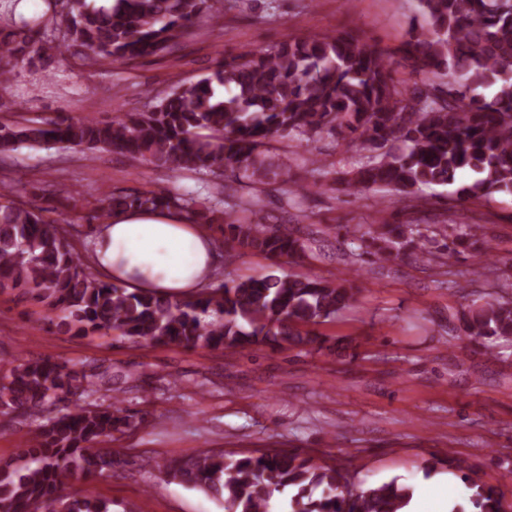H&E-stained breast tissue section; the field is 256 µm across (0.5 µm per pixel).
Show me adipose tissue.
Instances as JSON below:
<instances>
[{
    "instance_id": "adipose-tissue-1",
    "label": "adipose tissue",
    "mask_w": 512,
    "mask_h": 512,
    "mask_svg": "<svg viewBox=\"0 0 512 512\" xmlns=\"http://www.w3.org/2000/svg\"><path fill=\"white\" fill-rule=\"evenodd\" d=\"M90 262L102 280L131 292L195 297L214 279L213 238L177 211L136 208L113 213L92 235Z\"/></svg>"
}]
</instances>
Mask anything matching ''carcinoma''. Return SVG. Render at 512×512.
<instances>
[{
    "instance_id": "1",
    "label": "carcinoma",
    "mask_w": 512,
    "mask_h": 512,
    "mask_svg": "<svg viewBox=\"0 0 512 512\" xmlns=\"http://www.w3.org/2000/svg\"><path fill=\"white\" fill-rule=\"evenodd\" d=\"M50 12L20 18L0 34V91L12 69L45 55L87 50L90 64L126 65L157 56L202 17L221 12L209 0H48ZM413 77L393 76L394 60L354 32L285 40L226 55L199 80L172 86L152 109L108 122L71 116L0 124V154L21 146L105 149L134 163L175 173L261 181L288 173L267 143L282 135L299 146L327 132L365 143L373 155L347 184L383 187L417 198L426 185L473 179L455 194L471 199L512 192V0H419V14L400 47ZM0 184V292L20 289L43 305L44 321L74 336L117 342L176 344L240 353L264 347L305 349L326 342L315 326L332 321L354 297L348 280L301 275L243 276L177 300L130 293L96 276L71 252L60 221L16 203ZM137 208L177 209L193 224H212L209 198L159 187L100 200L99 220ZM250 216L224 223V255L253 252L300 262L305 246L286 224L269 226L259 202ZM485 236L469 224H435L426 237L411 224L384 220L348 232L356 258L429 264ZM459 335L475 342L512 338V298L485 297L458 318ZM112 370L48 359L18 361L0 372V414L39 421L23 464L0 463V512H112L111 503L61 487L65 472L112 475L121 461L96 444L137 427L136 413H114ZM472 489L475 512H503L496 490L456 463ZM166 476L224 497V512H270L289 493L288 512H403L411 489L395 480L354 483L350 471L315 463L297 450L268 449L231 458L203 451L163 465Z\"/></svg>"
}]
</instances>
